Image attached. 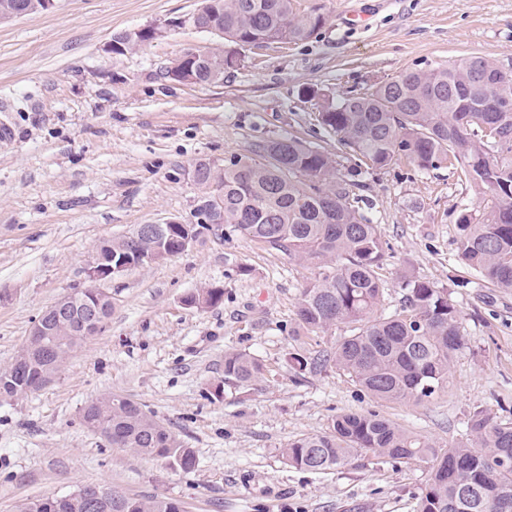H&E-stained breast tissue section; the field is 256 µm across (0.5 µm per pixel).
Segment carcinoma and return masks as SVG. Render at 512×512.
Masks as SVG:
<instances>
[{
    "mask_svg": "<svg viewBox=\"0 0 512 512\" xmlns=\"http://www.w3.org/2000/svg\"><path fill=\"white\" fill-rule=\"evenodd\" d=\"M43 12L42 0H0V19ZM201 25H216L220 38L235 44L311 38L325 22L317 10L300 14L295 0H203ZM154 40L152 28L122 31L112 41L123 49ZM186 70L177 59L167 77L189 76L199 85L224 75V55L202 52ZM512 96V68L471 57L448 66L416 69L333 104L316 102L318 118L336 141L375 169L405 159L420 170L459 167L482 200L476 211L457 219L459 260L491 286L512 289V112H483L486 101ZM195 169L216 184L223 204L224 228L276 250L290 260L315 265L318 273L302 289L298 326L326 331L349 328L323 362L331 361L367 394L384 401L429 398L444 388L454 355L463 346L462 316L448 288L422 276L403 274L402 308L387 317L374 312L386 293L380 270L388 244L371 222L357 172L342 171L339 155L289 135L267 140L248 155H233L216 170L206 161ZM175 225L164 239L144 240V254L161 249L179 252ZM126 238L100 242L95 253L103 263L126 256ZM220 288L193 293L187 302L212 307ZM48 335L31 336L26 355L0 372V396L34 391L56 372L80 337L72 325L46 318ZM264 365L245 352L224 354V385L249 386L263 378ZM83 424L112 432V444L139 456L167 459L183 470L195 465L192 449L137 403L106 396L86 405ZM383 462L411 464L432 458L429 477L418 496L416 512H512V421L473 413L461 440L443 448L376 414L343 413L328 431L303 436L281 450L296 468L325 471L347 465L359 453ZM508 509H503L504 504ZM22 512H181L167 497L138 498L105 486L82 485L64 494H47Z\"/></svg>",
    "mask_w": 512,
    "mask_h": 512,
    "instance_id": "carcinoma-1",
    "label": "carcinoma"
}]
</instances>
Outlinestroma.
<instances>
[{
  "instance_id": "obj_1",
  "label": "stroma",
  "mask_w": 512,
  "mask_h": 512,
  "mask_svg": "<svg viewBox=\"0 0 512 512\" xmlns=\"http://www.w3.org/2000/svg\"><path fill=\"white\" fill-rule=\"evenodd\" d=\"M201 0H56L0 21V371L32 324L85 285L97 244L142 224L190 221L200 193L192 165L289 134L336 153L306 88L341 100L349 91L484 57L512 65V0H296L319 10L308 40L241 49L239 67L209 85L167 78L196 49L224 52L214 36L183 29L124 54L112 36L195 11ZM351 11L367 27L346 29ZM391 255L377 312L403 303L405 269L446 285L463 317V348L447 386L423 400L380 401L332 364L295 376L290 353L322 356L345 325L298 334L296 306L314 265L235 234H210L182 254L129 269L107 286L112 314L40 389L0 398V512L80 485L165 496L184 512H415L430 461L385 463L365 454L313 472L280 450L327 431L344 412H376L441 446L458 442L475 411L512 419V291L484 282L455 256L456 220L479 199L459 170L408 162L359 176ZM248 274H240V267ZM224 291L197 308L187 295ZM263 361L248 387L211 386L224 354ZM117 395L150 412L192 448L185 471L110 445L86 428L92 400Z\"/></svg>"
}]
</instances>
